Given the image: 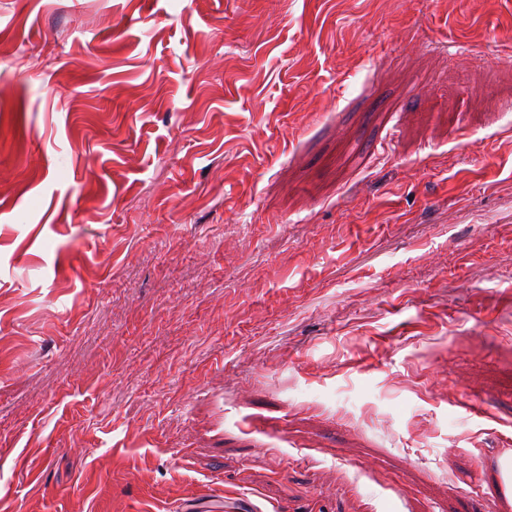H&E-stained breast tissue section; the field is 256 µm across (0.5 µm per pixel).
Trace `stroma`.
Returning a JSON list of instances; mask_svg holds the SVG:
<instances>
[{"label": "stroma", "mask_w": 512, "mask_h": 512, "mask_svg": "<svg viewBox=\"0 0 512 512\" xmlns=\"http://www.w3.org/2000/svg\"><path fill=\"white\" fill-rule=\"evenodd\" d=\"M512 0H0L8 512H512Z\"/></svg>", "instance_id": "1"}]
</instances>
